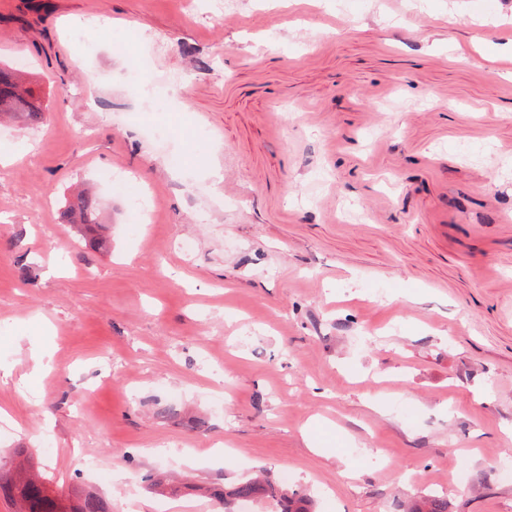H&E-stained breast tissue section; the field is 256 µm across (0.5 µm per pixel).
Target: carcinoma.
<instances>
[{
    "mask_svg": "<svg viewBox=\"0 0 512 512\" xmlns=\"http://www.w3.org/2000/svg\"><path fill=\"white\" fill-rule=\"evenodd\" d=\"M21 113L28 121L39 124L43 119L41 101L32 89L23 86L19 76L9 66L0 67V114ZM99 200L89 192L77 195L68 204L72 223L86 230L98 223ZM31 468L19 465L6 471L0 470V498L9 501L15 512H110L108 502L102 497L73 489L66 494L53 492L46 477L37 473L30 480L24 474ZM258 497L279 499L282 512H310L309 501L299 491L288 492L269 483L256 480L238 483L224 492V512H234L233 505ZM412 512H448V499L442 496H426L415 502Z\"/></svg>",
    "mask_w": 512,
    "mask_h": 512,
    "instance_id": "1",
    "label": "carcinoma"
}]
</instances>
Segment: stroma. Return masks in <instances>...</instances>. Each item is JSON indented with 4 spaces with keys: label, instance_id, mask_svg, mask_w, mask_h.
<instances>
[{
    "label": "stroma",
    "instance_id": "1",
    "mask_svg": "<svg viewBox=\"0 0 512 512\" xmlns=\"http://www.w3.org/2000/svg\"><path fill=\"white\" fill-rule=\"evenodd\" d=\"M511 38L512 0H0L46 104L0 118V460L112 512L259 473L512 512ZM68 212L73 224H81L86 230H91L98 223L99 200L92 193L78 194L68 204Z\"/></svg>",
    "mask_w": 512,
    "mask_h": 512
}]
</instances>
